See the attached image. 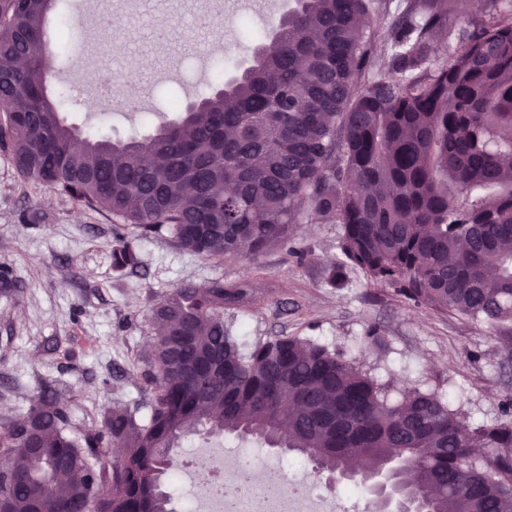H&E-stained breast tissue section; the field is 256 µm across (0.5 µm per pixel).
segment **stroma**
Segmentation results:
<instances>
[{
	"mask_svg": "<svg viewBox=\"0 0 512 512\" xmlns=\"http://www.w3.org/2000/svg\"><path fill=\"white\" fill-rule=\"evenodd\" d=\"M206 0H134L115 7L113 38L139 33V49L124 65L95 53L48 77L49 93L63 96V117L81 136L114 140L154 131L169 119L170 100L187 103L213 83L207 58L224 54L227 72L249 65L257 38L265 36L279 13L226 0L222 34L204 35L193 46L169 54L148 44L161 25L186 38L182 17ZM501 0H477L457 10L441 58L453 56L463 30L501 18ZM83 28L95 26L96 0H52L44 30L51 43L65 31L62 18ZM98 71L121 95L137 83L155 84L144 111L118 112L93 99L85 75ZM284 245L252 260L207 258L177 247L169 235H143L132 224L114 226L80 204L24 181L0 151V270H10L14 291H0V423L24 417L45 385H55L69 410L68 428L82 435L97 428L105 411L120 405L147 417L149 359L155 337L152 309L173 289L219 280L248 284L247 297L224 310V324L242 351L278 336H296L340 351L363 365L378 383L390 386V399L409 381L435 390L469 424L512 419V323L489 326L443 314L393 288L371 283L356 268H339L342 227L315 220L309 207ZM124 237L135 248L137 272H117L112 247ZM343 278L333 282L332 273ZM245 446L237 438L186 437L173 454L184 471L201 464L208 452L232 460ZM288 482L325 484L337 512L362 505L374 512L370 495L355 497L349 484H329L303 456L266 449Z\"/></svg>",
	"mask_w": 512,
	"mask_h": 512,
	"instance_id": "obj_1",
	"label": "stroma"
}]
</instances>
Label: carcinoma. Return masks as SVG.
<instances>
[{
    "instance_id": "obj_1",
    "label": "carcinoma",
    "mask_w": 512,
    "mask_h": 512,
    "mask_svg": "<svg viewBox=\"0 0 512 512\" xmlns=\"http://www.w3.org/2000/svg\"><path fill=\"white\" fill-rule=\"evenodd\" d=\"M295 0L253 63L156 133L94 138L46 93L44 0H0V150L18 175L114 224L167 231L207 257L248 259L288 241L307 201L342 225L344 263L415 302L495 326L512 320V20L473 27L451 59L437 39L457 0ZM390 56L372 69L371 43ZM118 270L132 248L112 251ZM245 288L174 289L153 309L149 416L114 407L101 429L67 432L44 390L0 427V512H173L158 486L191 435L253 436L317 469L397 459L428 512H512V426L471 427L435 391L384 385L336 350L296 336L244 353L224 307ZM292 404L290 412L285 403ZM122 455L101 462L106 445ZM494 452L477 459L474 449Z\"/></svg>"
}]
</instances>
